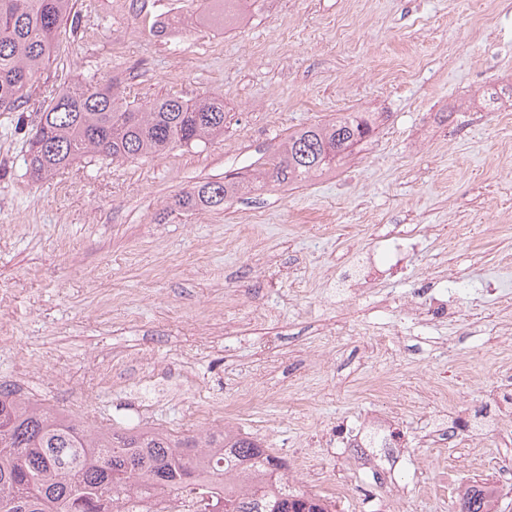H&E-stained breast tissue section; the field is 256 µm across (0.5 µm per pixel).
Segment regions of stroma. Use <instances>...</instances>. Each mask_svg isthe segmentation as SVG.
I'll list each match as a JSON object with an SVG mask.
<instances>
[{
    "label": "stroma",
    "instance_id": "1",
    "mask_svg": "<svg viewBox=\"0 0 512 512\" xmlns=\"http://www.w3.org/2000/svg\"><path fill=\"white\" fill-rule=\"evenodd\" d=\"M72 4L44 81L220 97L224 135L37 182L16 126L32 113L0 112V382L23 346L30 399L134 431L149 407L181 436L242 398L227 428L335 512H455L477 482L512 512V416L447 431L458 407L496 413L512 364V0H265L225 28L199 24L210 0ZM349 112L375 131L335 170L158 220ZM397 224L403 271L338 302L345 265ZM450 282L456 320L409 316ZM379 427L396 446L358 445Z\"/></svg>",
    "mask_w": 512,
    "mask_h": 512
}]
</instances>
